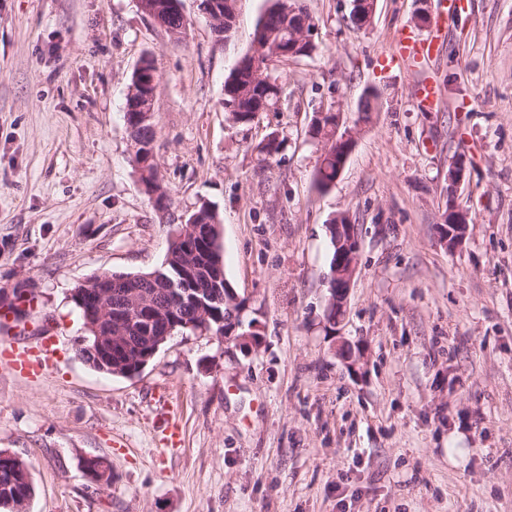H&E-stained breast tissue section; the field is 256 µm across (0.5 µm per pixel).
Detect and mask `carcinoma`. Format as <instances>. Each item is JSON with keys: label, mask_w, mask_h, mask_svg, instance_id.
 Masks as SVG:
<instances>
[{"label": "carcinoma", "mask_w": 512, "mask_h": 512, "mask_svg": "<svg viewBox=\"0 0 512 512\" xmlns=\"http://www.w3.org/2000/svg\"><path fill=\"white\" fill-rule=\"evenodd\" d=\"M236 0H224V24L211 25L213 32L220 38L227 40L232 36L233 29L231 20ZM285 2L287 0H266L267 6L262 10L257 20L251 43L262 48L271 45L278 48L291 47V60H298L309 57L315 51V45L304 42L299 45L291 44L290 28L293 27L296 17L288 16L285 11ZM157 6L154 15L155 21L165 27L168 33L179 30L184 33L190 22L183 21V18L175 12L165 9L161 0H156ZM274 85L260 86L252 80V73L239 64L229 70L224 80V108L228 109L233 116V121L238 124L247 125L251 123L257 112H274L278 109L281 95V85L278 75H273ZM380 94L371 89L367 91L359 105L361 118L371 121L373 114L380 111ZM309 133L311 138L325 141L330 144L325 151L323 159L315 176V184L321 191H326L336 180L339 173L340 152L336 148V116L333 108L327 111L316 112L313 114ZM130 138L139 145L135 151V162H140V153L154 152L153 142L155 137L152 122L143 125L139 123L132 124L129 132ZM286 139L272 133L268 139L257 145L256 150L260 164H266L272 158V155L279 153L284 149ZM197 215L198 228L196 235H191L183 231H178L171 240L165 260L167 266L165 272L170 276L179 275L184 271L192 273L198 287L202 288L203 293L207 294L213 309L219 311L218 317L209 319V326H204L197 316L198 302L195 294H185L180 297L168 293L165 288H154L147 282V277L153 275V272L145 273H114L102 272L93 274L85 281L78 284L71 293V300L77 301L79 294L86 288L95 286L99 279L110 281L111 292L110 299L113 302L123 300L126 290L130 288H141L147 286L152 289L153 300L158 308V312L164 315H172L175 322L178 323L177 329L200 332L216 333L223 328H236V333L241 334L249 331L251 321L245 320V317L237 314L239 306H230L227 300L231 299L229 293L230 285L224 277V261L222 248L220 244L219 225L221 219L216 210L208 204H201L195 211ZM158 320L145 318L137 322V332L130 337L127 343L129 350L120 352V355L126 357L125 366L132 368L136 366L139 347L145 345L142 341L144 336H156ZM87 342L79 345L77 352L79 355H88L85 362L95 371H102L103 365L97 362V355L89 352L95 342V334L88 331ZM20 477H10L5 473H0V500L13 501L20 496L33 495V483L28 481L30 473L25 462L18 461Z\"/></svg>", "instance_id": "1"}]
</instances>
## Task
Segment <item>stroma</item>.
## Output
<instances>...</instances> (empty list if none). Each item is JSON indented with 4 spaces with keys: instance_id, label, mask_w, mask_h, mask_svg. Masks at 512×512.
Wrapping results in <instances>:
<instances>
[{
    "instance_id": "35a3bbf8",
    "label": "stroma",
    "mask_w": 512,
    "mask_h": 512,
    "mask_svg": "<svg viewBox=\"0 0 512 512\" xmlns=\"http://www.w3.org/2000/svg\"><path fill=\"white\" fill-rule=\"evenodd\" d=\"M263 0H239L235 34L175 37L137 0H0V293L32 289L56 352L42 376L0 356V450L27 465V512H512V0H468L432 66L444 105L416 106L415 72L380 63L416 0H377L352 29L350 0H305L315 53L280 62L277 111H224V80ZM158 75L154 152L168 205L136 172L125 120L144 55ZM378 87L382 106L325 192L314 112L344 126ZM284 151L259 165L271 133ZM467 158L466 240L438 241L448 162ZM219 213L224 276L250 302L262 344L246 355L180 331L137 376L75 353L70 294L105 271L148 272L189 215ZM360 241L342 338L324 329L327 221ZM182 430L162 445L156 400ZM106 458L112 483L82 469Z\"/></svg>"
}]
</instances>
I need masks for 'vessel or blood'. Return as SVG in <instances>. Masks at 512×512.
Here are the masks:
<instances>
[{
	"mask_svg": "<svg viewBox=\"0 0 512 512\" xmlns=\"http://www.w3.org/2000/svg\"><path fill=\"white\" fill-rule=\"evenodd\" d=\"M440 47L438 34L424 35L413 29L403 28L397 32L388 56L389 62L419 73L415 98L419 109L424 112L438 111L442 104L436 81L429 74L430 64L438 56ZM43 334L39 349L14 347L9 350L8 360L14 370L30 377L44 372V355L51 352L53 339L51 329H44Z\"/></svg>",
	"mask_w": 512,
	"mask_h": 512,
	"instance_id": "1",
	"label": "vessel or blood"
}]
</instances>
